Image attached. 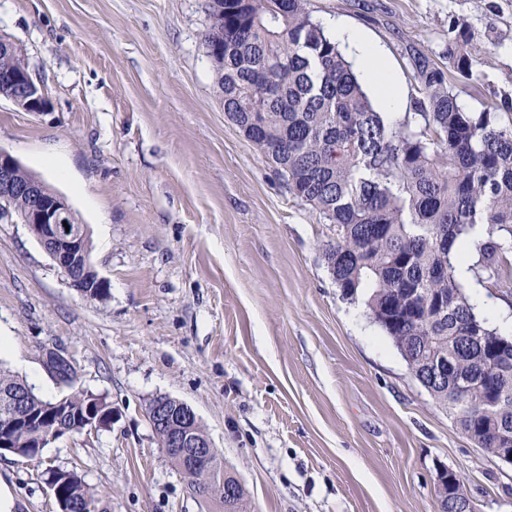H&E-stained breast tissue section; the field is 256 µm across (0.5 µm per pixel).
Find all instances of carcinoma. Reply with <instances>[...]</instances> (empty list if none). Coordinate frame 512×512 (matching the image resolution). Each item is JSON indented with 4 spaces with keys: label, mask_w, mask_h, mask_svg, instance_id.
Instances as JSON below:
<instances>
[{
    "label": "carcinoma",
    "mask_w": 512,
    "mask_h": 512,
    "mask_svg": "<svg viewBox=\"0 0 512 512\" xmlns=\"http://www.w3.org/2000/svg\"><path fill=\"white\" fill-rule=\"evenodd\" d=\"M206 48L224 44L214 67L224 114L274 167L288 192L334 225L322 245L336 287L346 298L369 290L366 307L389 336L412 376L444 408L462 434L493 453L497 435L482 433L490 389L478 381L484 357L461 326L477 316L457 274L453 252L473 228L475 277L512 288V126L489 112L460 109L448 73L413 43L404 47L420 97L415 112L391 122L377 111L336 41L313 19L308 0H209ZM456 74L474 78L471 43L460 28L448 46ZM29 72L22 47L0 52V97L13 99L10 76ZM419 291L415 299L410 293ZM427 316L410 321L412 303ZM454 363L444 380L439 361ZM52 377L69 390L70 416L92 394L77 387L73 363L54 365ZM504 393L493 412L512 434V366L494 372ZM22 398L29 412L50 402L26 381L0 369V391ZM71 512H107L74 470H58ZM234 512H247V493L233 476Z\"/></svg>",
    "instance_id": "1"
}]
</instances>
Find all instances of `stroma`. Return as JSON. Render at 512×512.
Here are the masks:
<instances>
[{"label": "stroma", "mask_w": 512, "mask_h": 512, "mask_svg": "<svg viewBox=\"0 0 512 512\" xmlns=\"http://www.w3.org/2000/svg\"><path fill=\"white\" fill-rule=\"evenodd\" d=\"M362 30L404 84L416 44L448 64L452 25L477 49L462 111L512 124V0H309ZM207 0H0L46 113L0 98V149L66 198L109 285L83 297L28 225L0 220V365L46 400L62 349L112 424L66 434L37 460L0 457L13 512H52L50 469H78L107 512H220L193 494L147 417L168 396L196 413L245 486L249 512H435L439 469L477 512H512V466L487 455L347 300L321 245L328 224L294 198L224 116L204 34Z\"/></svg>", "instance_id": "stroma-1"}]
</instances>
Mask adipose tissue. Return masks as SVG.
<instances>
[{
	"label": "adipose tissue",
	"instance_id": "1",
	"mask_svg": "<svg viewBox=\"0 0 512 512\" xmlns=\"http://www.w3.org/2000/svg\"><path fill=\"white\" fill-rule=\"evenodd\" d=\"M336 38L362 61V79L380 103L389 111H396L402 98V86L386 68L378 49L354 30H337Z\"/></svg>",
	"mask_w": 512,
	"mask_h": 512
}]
</instances>
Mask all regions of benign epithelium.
<instances>
[{"instance_id": "obj_1", "label": "benign epithelium", "mask_w": 512, "mask_h": 512, "mask_svg": "<svg viewBox=\"0 0 512 512\" xmlns=\"http://www.w3.org/2000/svg\"><path fill=\"white\" fill-rule=\"evenodd\" d=\"M22 94L19 100L24 102L23 109L38 114L44 113L48 105L43 85L31 74L17 78ZM16 161L8 153L0 150V200H9L15 196H26L30 207L20 213L19 218L35 232L45 251L56 265L66 274L72 287L106 288L107 282L93 278L90 271V249L87 246L85 226L78 223L66 200L61 196H44L40 184L22 183L14 179ZM150 419L154 426L167 428L165 447L175 449L188 459L190 479L219 485L220 497L234 495V488L225 484L226 467H221L218 478L210 473V461L216 455L211 440L206 435L195 432L197 417L184 403L171 405L164 397L155 399L151 406ZM112 424V406H104L98 400L87 403L82 419L72 421L62 400L53 402L47 411L31 415L23 410L18 398L9 394L0 411V456L13 453L24 443V432L37 425L44 432L45 441L52 442L66 433H91ZM447 475L448 500H464L460 512H470L473 504L467 496L457 491L463 485L460 476L451 468L442 469L439 475Z\"/></svg>"}]
</instances>
